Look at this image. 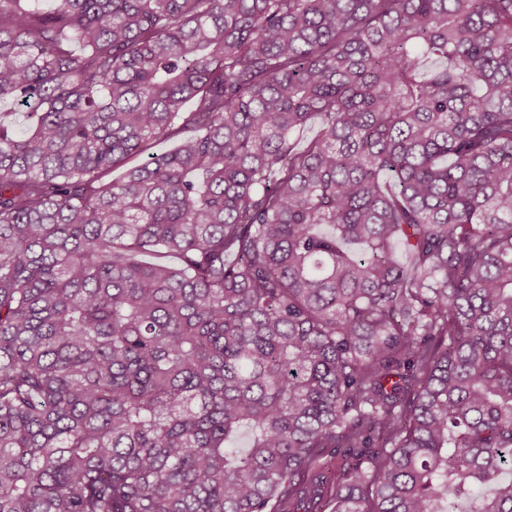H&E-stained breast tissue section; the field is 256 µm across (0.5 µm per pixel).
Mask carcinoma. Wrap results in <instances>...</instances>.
Instances as JSON below:
<instances>
[{"mask_svg":"<svg viewBox=\"0 0 512 512\" xmlns=\"http://www.w3.org/2000/svg\"><path fill=\"white\" fill-rule=\"evenodd\" d=\"M1 104L0 512H512V0H0Z\"/></svg>","mask_w":512,"mask_h":512,"instance_id":"carcinoma-1","label":"carcinoma"}]
</instances>
